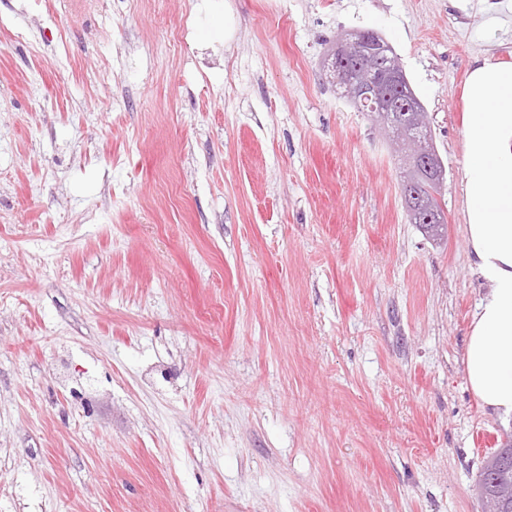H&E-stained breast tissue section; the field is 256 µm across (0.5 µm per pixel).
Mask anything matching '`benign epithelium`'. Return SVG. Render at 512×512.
<instances>
[{
	"label": "benign epithelium",
	"mask_w": 512,
	"mask_h": 512,
	"mask_svg": "<svg viewBox=\"0 0 512 512\" xmlns=\"http://www.w3.org/2000/svg\"><path fill=\"white\" fill-rule=\"evenodd\" d=\"M324 67L343 95L376 116L386 130L407 125L409 113L424 111L408 91L409 82L404 70L399 68L394 48L376 31H357L342 37L327 55ZM413 134L419 149L407 158L402 182L407 211L420 223L445 224V213L426 205L423 197L415 192L417 172L424 170L436 178L443 177L432 132L415 127Z\"/></svg>",
	"instance_id": "7a95c632"
}]
</instances>
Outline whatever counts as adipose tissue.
Here are the masks:
<instances>
[{
    "instance_id": "adipose-tissue-1",
    "label": "adipose tissue",
    "mask_w": 512,
    "mask_h": 512,
    "mask_svg": "<svg viewBox=\"0 0 512 512\" xmlns=\"http://www.w3.org/2000/svg\"><path fill=\"white\" fill-rule=\"evenodd\" d=\"M465 99L466 236L490 284L467 340V381L485 407L512 414V63L474 57Z\"/></svg>"
}]
</instances>
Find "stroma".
I'll return each mask as SVG.
<instances>
[{
  "label": "stroma",
  "mask_w": 512,
  "mask_h": 512,
  "mask_svg": "<svg viewBox=\"0 0 512 512\" xmlns=\"http://www.w3.org/2000/svg\"><path fill=\"white\" fill-rule=\"evenodd\" d=\"M0 0V512H481L464 79L512 0ZM380 32L439 240L321 61ZM419 149L416 153H411L407 158L406 171L403 174L402 196L406 204L408 213L413 219H417L431 237L441 239L447 219L444 211L436 210L426 205L423 197L415 192L417 172L424 170L433 175L434 178L443 177V170L440 167V158L433 144L432 132L428 129L411 127ZM442 234L438 232L440 225Z\"/></svg>",
  "instance_id": "stroma-1"
}]
</instances>
